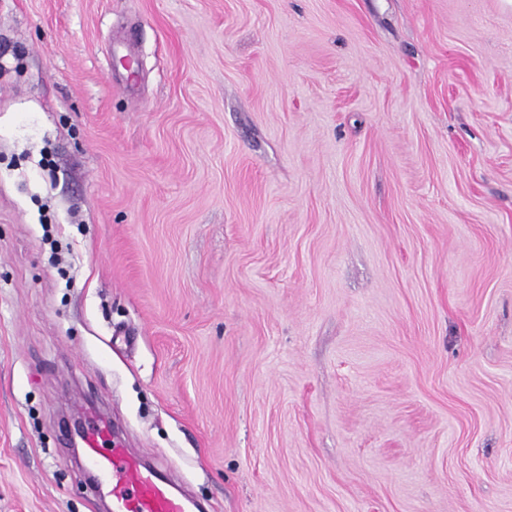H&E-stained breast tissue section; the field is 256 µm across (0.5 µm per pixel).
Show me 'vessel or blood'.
I'll use <instances>...</instances> for the list:
<instances>
[{"label":"vessel or blood","mask_w":512,"mask_h":512,"mask_svg":"<svg viewBox=\"0 0 512 512\" xmlns=\"http://www.w3.org/2000/svg\"><path fill=\"white\" fill-rule=\"evenodd\" d=\"M108 428L83 433L88 462L111 488L112 512H187L185 502L139 457L109 444Z\"/></svg>","instance_id":"1"}]
</instances>
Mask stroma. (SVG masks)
<instances>
[{"label":"stroma","instance_id":"stroma-1","mask_svg":"<svg viewBox=\"0 0 512 512\" xmlns=\"http://www.w3.org/2000/svg\"><path fill=\"white\" fill-rule=\"evenodd\" d=\"M92 410L204 512H512V8L0 0V512H104Z\"/></svg>","mask_w":512,"mask_h":512}]
</instances>
